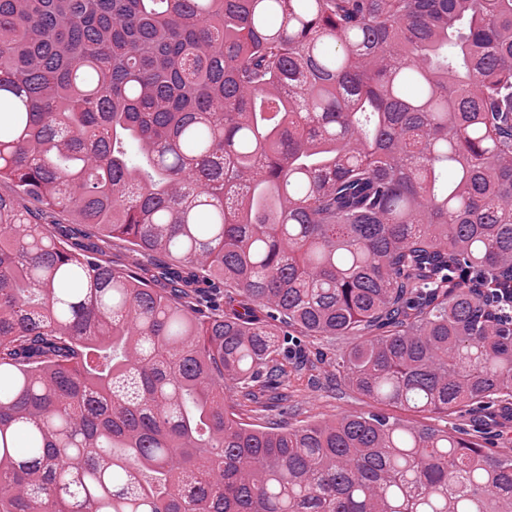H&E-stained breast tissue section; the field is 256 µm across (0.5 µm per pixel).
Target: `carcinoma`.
<instances>
[{"label":"carcinoma","instance_id":"1","mask_svg":"<svg viewBox=\"0 0 512 512\" xmlns=\"http://www.w3.org/2000/svg\"><path fill=\"white\" fill-rule=\"evenodd\" d=\"M2 180L0 512H512V0H0ZM336 336L370 410L239 420ZM64 226L79 227L88 235L81 238L85 243H92L97 246L104 255V258L112 263L116 268H129L136 264L146 277L156 276L158 268L165 262L164 259L156 256H140L133 254L126 243L120 240L105 242L97 238L90 230L77 226L76 224H61Z\"/></svg>","mask_w":512,"mask_h":512}]
</instances>
